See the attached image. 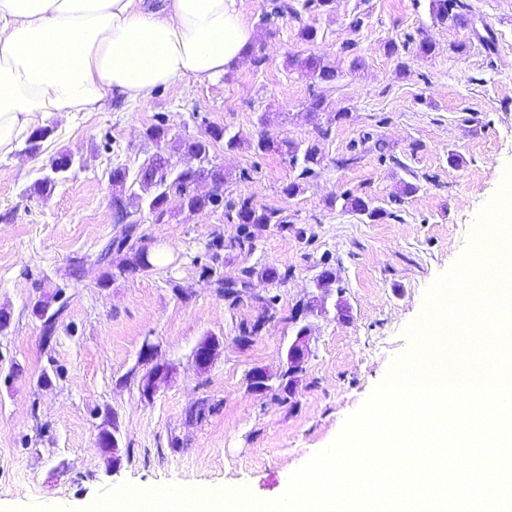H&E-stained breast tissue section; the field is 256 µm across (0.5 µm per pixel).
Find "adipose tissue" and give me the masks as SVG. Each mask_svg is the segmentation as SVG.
Returning a JSON list of instances; mask_svg holds the SVG:
<instances>
[{
    "label": "adipose tissue",
    "mask_w": 512,
    "mask_h": 512,
    "mask_svg": "<svg viewBox=\"0 0 512 512\" xmlns=\"http://www.w3.org/2000/svg\"><path fill=\"white\" fill-rule=\"evenodd\" d=\"M252 42L237 0H0V156L48 114L224 75Z\"/></svg>",
    "instance_id": "1"
}]
</instances>
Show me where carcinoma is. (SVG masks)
Returning a JSON list of instances; mask_svg holds the SVG:
<instances>
[{
    "label": "carcinoma",
    "instance_id": "obj_1",
    "mask_svg": "<svg viewBox=\"0 0 512 512\" xmlns=\"http://www.w3.org/2000/svg\"><path fill=\"white\" fill-rule=\"evenodd\" d=\"M467 8L468 5L464 3V0H431L433 18L443 25L461 26L468 24ZM271 14L281 17L288 15L296 17L298 16V10L291 0H273L271 13L263 14L261 20H268ZM288 67L297 70L313 84L331 83L338 78L336 66L315 55L303 57L299 54H293L288 58ZM221 139L224 140L225 147L228 150H233L239 145L236 136L227 137L224 129L211 127L202 136L182 141L183 155L192 161V165L177 172L170 167V163H164L160 157L153 155L148 158L140 171L138 180L140 192L132 194L130 198L124 196L121 192L112 195V209L116 214L118 223L125 225V228L120 236L112 240L107 251L110 252L115 248L120 252L126 247L129 248L123 264L118 267L119 274H135L151 269V266L143 264L142 253L145 247L129 245V241L136 230L135 222L130 220L132 212L129 210L133 198L145 203L149 211L154 214L157 222L162 221L168 214L171 198L175 197L178 199L179 207L192 210L222 204L226 209L227 218L240 224L243 230L251 224L280 225L286 223L285 218L279 212L257 207L250 197H241L229 204L224 203L225 176L222 169L211 164L210 160L212 144ZM272 148L287 155L288 162L298 170L297 181L291 182L285 187V192L289 196L299 191L300 181L313 174L315 168L320 166L322 162L320 149L315 142L302 147L286 139L274 141L263 137L258 139L255 144V149L260 152H266ZM199 179L213 181L218 186L219 192L204 198L192 195L189 191V184ZM340 199L342 200V208L362 215L370 221L381 219L386 214V210L377 205L374 199L369 196L356 195L351 191H346L340 196Z\"/></svg>",
    "mask_w": 512,
    "mask_h": 512
}]
</instances>
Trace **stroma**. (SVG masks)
<instances>
[{
	"mask_svg": "<svg viewBox=\"0 0 512 512\" xmlns=\"http://www.w3.org/2000/svg\"><path fill=\"white\" fill-rule=\"evenodd\" d=\"M468 25L444 26L430 0H333L327 11L262 22L268 0H239L265 61L243 59L207 82L181 78L146 99L105 112L45 116L50 134L36 153L25 147L0 159V512L61 506L86 512L106 491L126 486L197 490L244 488L280 497L290 475L338 435L375 386L389 376L410 342L406 329L428 307V292L459 262L482 209L512 168V0H466ZM363 24L351 28L354 16ZM317 30L314 42L299 36ZM431 43L429 56L399 68L386 52L406 38ZM364 61L349 69L347 44ZM466 53H456L458 44ZM293 53L336 65L339 78L310 85L288 66ZM324 112L307 111L312 95ZM341 113L330 121L331 113ZM164 118V151L174 169L187 163L180 141L224 128L239 137L233 150L216 142L214 165L226 176L225 201L252 197L280 211L284 224H255L251 243L223 208L172 207L155 223L147 207L132 238L163 258L152 270L114 275L100 255L122 227L112 214V172L124 169L126 192L156 152L147 129ZM330 125L325 139L317 129ZM317 142L323 163L301 181L287 156L260 152V136ZM71 169L51 189L36 186L60 152ZM414 185L404 193V185ZM375 199L386 217L368 221L345 211L344 191ZM219 261H212V254ZM351 308L338 321L335 298L310 321L312 353L296 396L257 393L254 367L279 374L294 335L288 322L313 287L323 262ZM272 268L281 281L252 278L236 303L218 279ZM62 289L67 306L51 344L32 306ZM276 294L270 313L254 301ZM260 323L250 343L245 327ZM208 336L221 346L206 369L192 360ZM157 346L170 370L152 400L138 391L148 366L144 341ZM115 415L123 463L106 467L97 444L99 410Z\"/></svg>",
	"mask_w": 512,
	"mask_h": 512,
	"instance_id": "obj_1",
	"label": "stroma"
}]
</instances>
